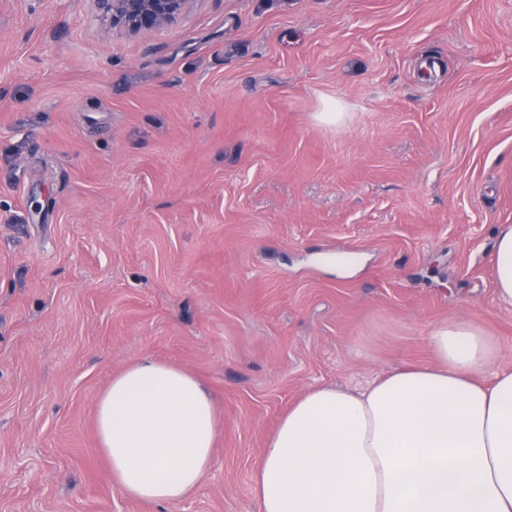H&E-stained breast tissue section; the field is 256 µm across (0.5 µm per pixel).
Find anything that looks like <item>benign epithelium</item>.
<instances>
[{
    "mask_svg": "<svg viewBox=\"0 0 512 512\" xmlns=\"http://www.w3.org/2000/svg\"><path fill=\"white\" fill-rule=\"evenodd\" d=\"M109 27L160 28L180 16L190 0H97Z\"/></svg>",
    "mask_w": 512,
    "mask_h": 512,
    "instance_id": "7a95c632",
    "label": "benign epithelium"
}]
</instances>
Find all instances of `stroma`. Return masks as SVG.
<instances>
[{
  "instance_id": "35a3bbf8",
  "label": "stroma",
  "mask_w": 512,
  "mask_h": 512,
  "mask_svg": "<svg viewBox=\"0 0 512 512\" xmlns=\"http://www.w3.org/2000/svg\"><path fill=\"white\" fill-rule=\"evenodd\" d=\"M499 224L512 0H191L109 35L95 0H0V512H259L311 388L428 363L454 318L512 367ZM145 356L222 422L181 501L122 495L99 446ZM492 262L496 299L500 306L512 308V225L499 224L493 233Z\"/></svg>"
}]
</instances>
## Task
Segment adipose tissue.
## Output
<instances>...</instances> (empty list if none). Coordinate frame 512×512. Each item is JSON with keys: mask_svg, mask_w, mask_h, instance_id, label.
<instances>
[{"mask_svg": "<svg viewBox=\"0 0 512 512\" xmlns=\"http://www.w3.org/2000/svg\"><path fill=\"white\" fill-rule=\"evenodd\" d=\"M492 262L512 308L511 224L495 228ZM428 344L431 363L295 402L253 474L259 512H512V367L493 369L498 343L469 319ZM96 430L115 487L166 503L196 489L220 422L197 378L144 358L113 376Z\"/></svg>", "mask_w": 512, "mask_h": 512, "instance_id": "adipose-tissue-1", "label": "adipose tissue"}]
</instances>
